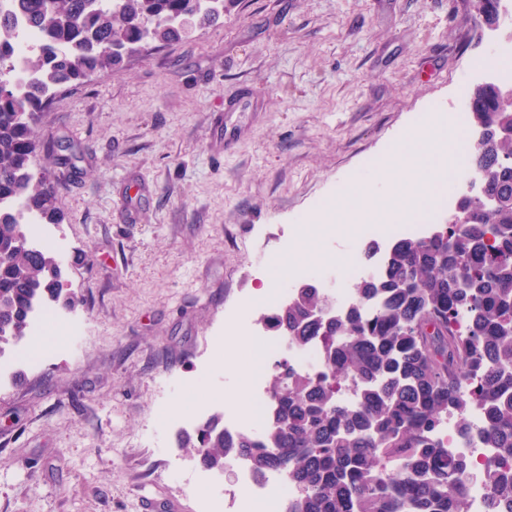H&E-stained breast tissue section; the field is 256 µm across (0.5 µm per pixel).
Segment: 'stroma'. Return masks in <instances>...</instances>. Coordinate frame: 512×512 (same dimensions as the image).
I'll return each instance as SVG.
<instances>
[{
    "label": "stroma",
    "instance_id": "stroma-1",
    "mask_svg": "<svg viewBox=\"0 0 512 512\" xmlns=\"http://www.w3.org/2000/svg\"><path fill=\"white\" fill-rule=\"evenodd\" d=\"M469 0H235L223 23L154 43L121 70L59 89L37 126V175L58 189L64 283L88 333L0 385V512H141L140 491L199 512L225 478L176 437L199 406L223 414L255 383L230 323L266 283L256 263L352 264L355 231H299L351 180L379 179L390 145L455 112L472 62L512 44ZM231 157L207 115L238 85ZM184 405V414L175 406Z\"/></svg>",
    "mask_w": 512,
    "mask_h": 512
}]
</instances>
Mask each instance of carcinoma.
I'll list each match as a JSON object with an SVG mask.
<instances>
[{"label": "carcinoma", "instance_id": "obj_1", "mask_svg": "<svg viewBox=\"0 0 512 512\" xmlns=\"http://www.w3.org/2000/svg\"><path fill=\"white\" fill-rule=\"evenodd\" d=\"M42 43L27 59L32 89L0 87V357L29 336L39 305L64 301L62 266L47 247L18 244V217L3 202L16 199L47 224L58 223L57 190L30 166L38 114L57 89L97 72L118 70L142 41L180 39L175 21L196 11L202 27L224 18V0H22ZM501 0H476L474 22L492 25ZM15 19L0 14V69L12 66ZM497 85L470 89L468 120L477 129L470 166L492 208L464 197V224H439L427 240H401L385 271L354 285L367 315L355 308L328 322L311 313L327 300L309 281L294 286L288 310L264 313L273 331L301 347L323 337L338 364L319 381L274 366L271 415L260 437L233 436L214 415L179 437L209 471L250 455L259 472L283 470L300 488L288 512H469L466 481L473 466L453 456L438 429L449 416L466 424L478 405V431L497 459L477 477L488 488V512H512V124L498 111ZM354 405L339 400L342 384Z\"/></svg>", "mask_w": 512, "mask_h": 512}]
</instances>
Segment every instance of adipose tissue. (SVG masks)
<instances>
[{
    "mask_svg": "<svg viewBox=\"0 0 512 512\" xmlns=\"http://www.w3.org/2000/svg\"><path fill=\"white\" fill-rule=\"evenodd\" d=\"M455 133L443 122L426 118L412 128L391 151L388 166L391 189L380 195L377 203H369V189L360 183L346 185L340 200H325L319 210V221L309 224L306 236L318 234L319 224L343 223L352 215L356 223L383 224L418 210L426 201L422 187H438Z\"/></svg>",
    "mask_w": 512,
    "mask_h": 512,
    "instance_id": "adipose-tissue-1",
    "label": "adipose tissue"
}]
</instances>
